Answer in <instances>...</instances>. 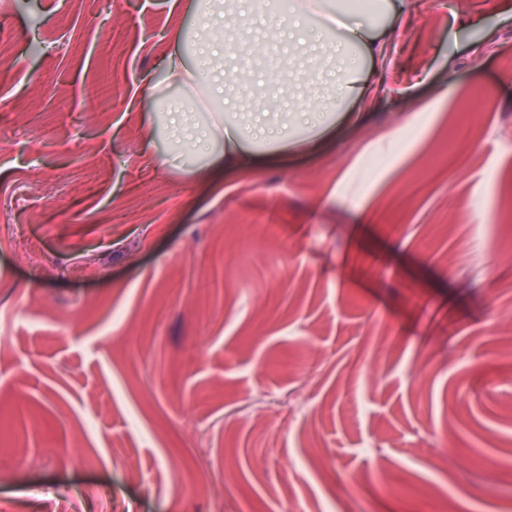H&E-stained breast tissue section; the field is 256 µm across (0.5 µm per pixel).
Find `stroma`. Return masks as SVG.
Masks as SVG:
<instances>
[{"label": "stroma", "instance_id": "1", "mask_svg": "<svg viewBox=\"0 0 512 512\" xmlns=\"http://www.w3.org/2000/svg\"><path fill=\"white\" fill-rule=\"evenodd\" d=\"M405 2L304 156L187 173L184 0H0V512H512V0Z\"/></svg>", "mask_w": 512, "mask_h": 512}]
</instances>
